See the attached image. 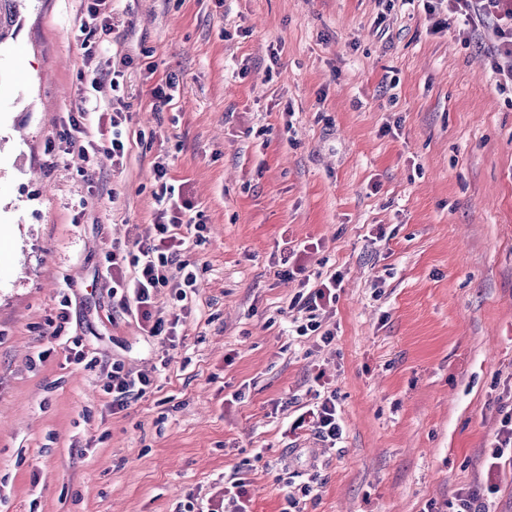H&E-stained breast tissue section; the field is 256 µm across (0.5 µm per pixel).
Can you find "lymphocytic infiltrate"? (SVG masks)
Returning <instances> with one entry per match:
<instances>
[{
  "label": "lymphocytic infiltrate",
  "instance_id": "1",
  "mask_svg": "<svg viewBox=\"0 0 512 512\" xmlns=\"http://www.w3.org/2000/svg\"><path fill=\"white\" fill-rule=\"evenodd\" d=\"M112 0H86V16L79 30L83 35L81 46L86 56H93L99 36L109 34L108 18ZM448 12L466 26V36H489L494 40L493 70L499 75V88L512 85V0H448ZM131 118L128 108L113 111L110 118L112 139L109 146H101L92 139L78 116L68 115L58 135L65 152H78L90 158L107 152L114 167H122L127 153L126 126ZM154 172L160 189L155 195L156 212L152 232L138 237L132 249L112 245L103 253L107 278L112 281V302L123 311L133 314L149 336L172 339L178 318L166 317L155 306L156 295L164 288H192L196 277L183 258L187 238L181 235L187 211L192 208L180 189L167 180V167L155 162ZM339 276L333 275L311 288L301 302L304 323L298 325L299 335L320 331L319 310L336 301ZM149 377L133 376L122 365L112 367L111 380L104 391L111 396L112 410H126L131 399L145 394ZM336 397L327 395L321 402L299 414L290 424V431L310 428L324 447H335L342 438V427L336 417Z\"/></svg>",
  "mask_w": 512,
  "mask_h": 512
}]
</instances>
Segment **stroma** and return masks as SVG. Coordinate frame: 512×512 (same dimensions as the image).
Wrapping results in <instances>:
<instances>
[{
	"instance_id": "stroma-1",
	"label": "stroma",
	"mask_w": 512,
	"mask_h": 512,
	"mask_svg": "<svg viewBox=\"0 0 512 512\" xmlns=\"http://www.w3.org/2000/svg\"><path fill=\"white\" fill-rule=\"evenodd\" d=\"M82 9L28 0L0 46V512H182L234 477L251 512H452L484 488L512 410V94L490 42L420 2L114 0L88 60ZM87 65L124 74L117 172L45 153L69 112L111 134ZM160 159L206 226L195 294L156 299L171 343L113 309L102 266L149 230ZM301 245L343 277L305 336L301 279L276 274ZM116 361L155 380L117 414ZM322 382L336 448L287 431Z\"/></svg>"
}]
</instances>
